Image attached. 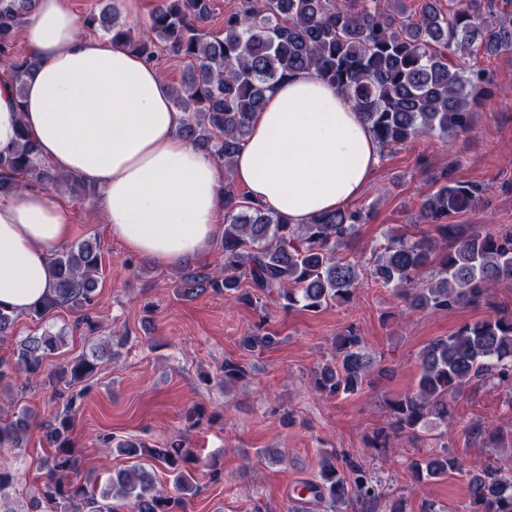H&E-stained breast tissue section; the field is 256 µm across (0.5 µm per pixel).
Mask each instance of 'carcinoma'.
<instances>
[{"label": "carcinoma", "mask_w": 512, "mask_h": 512, "mask_svg": "<svg viewBox=\"0 0 512 512\" xmlns=\"http://www.w3.org/2000/svg\"><path fill=\"white\" fill-rule=\"evenodd\" d=\"M32 0H0V65L22 98L25 79L34 66L17 52L16 33L26 22ZM211 0H159L149 17L147 37L137 36L114 10L112 0L88 14L83 24L150 63L167 52L184 64L181 82L172 87L174 107L184 113L181 135L223 164L224 266L194 268L183 274L190 291H208L250 307L271 301L285 311L317 313L328 304L354 300L363 279L390 289L413 310L439 312L489 301L498 284L512 281V225L485 231L472 224H450L448 217L473 208L485 189L455 180L446 171L424 195L418 220L427 225L418 237L392 233L359 264L339 255L367 223L363 209L342 208L309 224H292L238 192L231 178L232 158L250 133L253 116L267 93L288 76L312 70L325 83L353 100L360 118L382 148H393L419 136L446 138L468 131L473 101L483 91L484 72L461 61L480 45L488 54L512 53V0H237L224 15V30H207ZM64 183L78 195L94 190L75 175H59L40 157L27 129L13 150L0 155V197L31 185ZM102 271L100 243L84 240L57 251L51 260L50 297L29 316L41 319L58 307L90 306ZM62 334L44 332L23 339L7 372L36 374L43 361L64 342ZM277 343L260 321L242 338L249 351ZM330 360L315 370V391L325 397L358 390L377 370L356 326L333 338ZM110 355L95 348L60 366L50 381L75 387L95 375ZM416 390L389 403L390 421L373 443L387 446L407 434L418 437L429 419L448 425L452 403L469 386L496 382L512 387V312L493 313L465 323L448 336L428 343L418 355ZM245 368L224 361L222 383L242 378ZM76 405L69 399L45 423L50 451L41 459L44 481L25 512H184L198 490L196 454L178 439L168 448L140 442L117 443L115 451L132 460L105 486L82 481L70 431ZM26 409L0 422V447L17 448L30 427ZM148 456L170 473L171 490L157 488L155 472L139 462ZM416 484L457 473L468 480L466 512H512V475L492 461L464 466L447 448L410 465ZM305 487L315 501L333 509L354 499L376 504L381 481L347 458L325 452L318 475Z\"/></svg>", "instance_id": "carcinoma-1"}]
</instances>
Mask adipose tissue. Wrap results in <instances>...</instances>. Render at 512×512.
<instances>
[{"label": "adipose tissue", "mask_w": 512, "mask_h": 512, "mask_svg": "<svg viewBox=\"0 0 512 512\" xmlns=\"http://www.w3.org/2000/svg\"><path fill=\"white\" fill-rule=\"evenodd\" d=\"M36 60L23 97L0 76V152L19 127L54 171L98 194L111 236L164 267L203 258L224 219V176L180 135L160 68L82 34L70 0H35L21 29ZM382 148L350 97L303 71L266 96L233 161L251 198L307 224L345 207L372 178ZM76 233L66 204L47 190L0 201V307L25 314L47 298L54 252Z\"/></svg>", "instance_id": "adipose-tissue-1"}]
</instances>
